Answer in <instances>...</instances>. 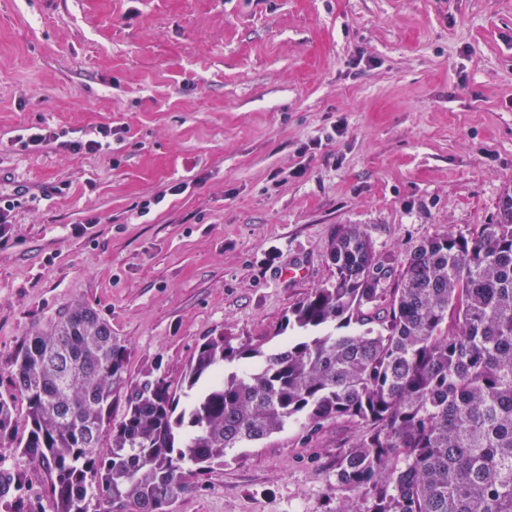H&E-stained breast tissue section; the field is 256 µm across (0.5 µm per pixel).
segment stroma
<instances>
[{
  "instance_id": "stroma-1",
  "label": "stroma",
  "mask_w": 512,
  "mask_h": 512,
  "mask_svg": "<svg viewBox=\"0 0 512 512\" xmlns=\"http://www.w3.org/2000/svg\"><path fill=\"white\" fill-rule=\"evenodd\" d=\"M111 127L108 152L16 143ZM512 185V0H0V393L73 303L181 384L204 337L274 348L356 224L399 263ZM178 194H171V187ZM345 419L244 448L175 512H362Z\"/></svg>"
}]
</instances>
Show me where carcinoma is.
Masks as SVG:
<instances>
[{
	"label": "carcinoma",
	"mask_w": 512,
	"mask_h": 512,
	"mask_svg": "<svg viewBox=\"0 0 512 512\" xmlns=\"http://www.w3.org/2000/svg\"><path fill=\"white\" fill-rule=\"evenodd\" d=\"M327 258L334 278L291 310L287 343L206 336L177 387L130 382L128 349L83 304L24 337L11 380L26 411L0 395V446L43 494L1 469L0 512H172L229 451L300 418L357 424L336 480L365 512H512V187L491 223L416 245L392 285L357 225H336ZM0 459L2 466L11 471L16 480H20L31 496H36L41 492V476L33 470V467L27 465L24 461L17 459L13 454V448L0 447Z\"/></svg>",
	"instance_id": "obj_1"
}]
</instances>
